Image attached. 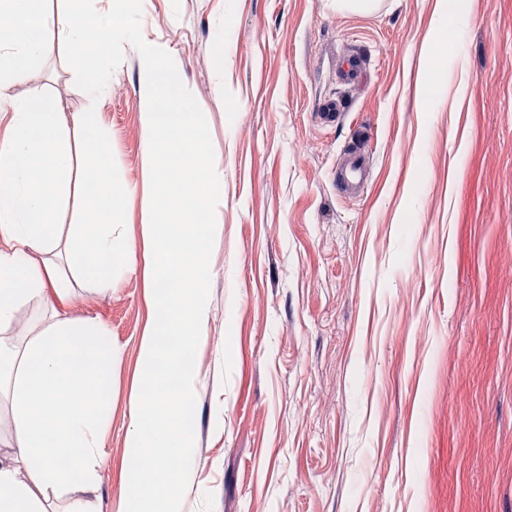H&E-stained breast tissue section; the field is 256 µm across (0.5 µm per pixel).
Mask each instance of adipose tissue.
<instances>
[{"mask_svg": "<svg viewBox=\"0 0 512 512\" xmlns=\"http://www.w3.org/2000/svg\"><path fill=\"white\" fill-rule=\"evenodd\" d=\"M45 0H0V392L13 411L14 451L0 459V512H33L40 493L65 485L80 475L94 488L103 448L108 407L105 401L106 361L116 352L105 325L92 319L55 316L41 332L16 347L3 339L15 328L20 311L41 299L64 305L71 281L53 260L61 252L79 275L103 291L112 287L115 260H130L132 249L115 237L113 216L122 200L113 190L112 149L101 133L72 145L71 130L92 129V115L71 116L38 88L12 96L41 60L42 30L54 26L68 45L83 47L81 71L92 96L112 86L115 42L139 45L142 54V95L146 104L148 158H165L180 145L194 158L179 184L165 169H155L149 209L178 202L185 221L152 222L144 231L145 267L164 308L145 330L142 357L153 396L137 397L129 446L137 462L152 461L150 476L134 470L131 490L135 512H180L179 487L193 466V449L183 428L181 407L198 381L185 357L206 332L210 317V267L200 246L185 242L188 226L216 234V207L223 195L224 172L213 161L199 135L197 115L181 94H163L174 84L176 65L163 46L142 43L137 26V0H110L106 10L89 12L86 0H66L56 14ZM50 146L54 159L36 160L41 146ZM95 154L100 166L78 165V152ZM80 186L79 218L66 237L56 228L73 186ZM89 239L90 250L77 249ZM177 460L170 475L165 463ZM167 494L156 498L153 489Z\"/></svg>", "mask_w": 512, "mask_h": 512, "instance_id": "ef3b65f1", "label": "adipose tissue"}]
</instances>
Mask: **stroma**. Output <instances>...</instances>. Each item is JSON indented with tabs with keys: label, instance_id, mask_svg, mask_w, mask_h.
I'll use <instances>...</instances> for the list:
<instances>
[{
	"label": "stroma",
	"instance_id": "stroma-1",
	"mask_svg": "<svg viewBox=\"0 0 512 512\" xmlns=\"http://www.w3.org/2000/svg\"><path fill=\"white\" fill-rule=\"evenodd\" d=\"M437 3L141 0V35L173 56L224 170L182 512H512V0H447L471 19L468 92L440 105L426 77L454 65ZM45 37L30 83L109 136L116 232L141 252L138 48L115 44L112 90L92 102L70 46ZM353 53L367 68L354 86L340 78ZM326 97L344 106L334 128L315 119ZM353 141L373 178L348 201L331 174ZM153 297L142 268L116 266L111 291L78 286L57 311L104 323L118 356L98 488L72 477L48 512L84 496L129 512Z\"/></svg>",
	"mask_w": 512,
	"mask_h": 512
}]
</instances>
